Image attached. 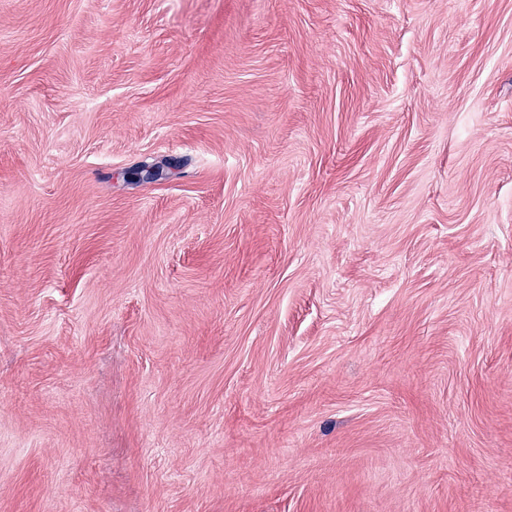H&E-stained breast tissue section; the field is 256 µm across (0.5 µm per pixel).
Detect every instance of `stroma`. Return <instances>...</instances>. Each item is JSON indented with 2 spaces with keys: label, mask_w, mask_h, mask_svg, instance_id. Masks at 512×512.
<instances>
[{
  "label": "stroma",
  "mask_w": 512,
  "mask_h": 512,
  "mask_svg": "<svg viewBox=\"0 0 512 512\" xmlns=\"http://www.w3.org/2000/svg\"><path fill=\"white\" fill-rule=\"evenodd\" d=\"M0 512H512V0H0Z\"/></svg>",
  "instance_id": "1"
}]
</instances>
